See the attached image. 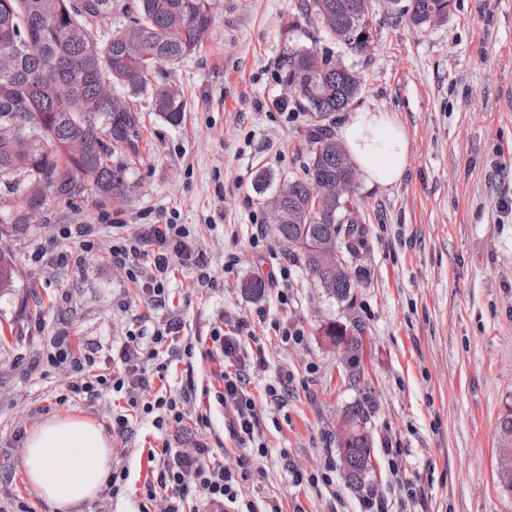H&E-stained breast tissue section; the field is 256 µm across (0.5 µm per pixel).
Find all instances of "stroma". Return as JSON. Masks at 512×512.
Segmentation results:
<instances>
[{"label": "stroma", "mask_w": 512, "mask_h": 512, "mask_svg": "<svg viewBox=\"0 0 512 512\" xmlns=\"http://www.w3.org/2000/svg\"><path fill=\"white\" fill-rule=\"evenodd\" d=\"M298 0H216L199 52L163 66L160 81L178 85L187 110L173 127L141 101L136 189L124 201L84 194L49 201L33 223L0 240L18 271L0 297V512L15 499L51 512L28 485V434L54 416H74L111 430L121 403L104 394L68 397V367L39 363L50 338L96 353L98 372L126 336H149L168 317L180 338L206 337L249 321V347H263L264 370L248 390L263 416L269 449L264 475L248 495L282 512H363L366 495L389 512H512V489L497 478V428L512 408V0H453L445 22L416 28L399 7L373 0L377 37L362 56L331 40L316 17H296ZM302 48L331 50L357 75L355 107L390 113L409 141L399 183L353 197L368 229L365 271L353 304L329 298L303 278L272 232L274 185L257 190L258 171L277 180L307 161L317 130L337 133L344 112L323 121L289 111L281 66ZM94 228L89 240L68 235ZM144 224H184L206 265L174 260L165 303L156 307L142 279L112 260L119 238ZM67 262H58L59 254ZM269 279L264 294L241 285ZM336 321L359 337L349 357L329 342ZM301 343L284 342V329ZM215 363L200 354L172 362L165 384L194 381L202 394L183 429L160 432L149 421L112 438V465L130 472L117 500L97 495L73 512H133L150 475L148 451L203 441L227 467L242 449L229 436L230 408L204 396ZM293 381L285 406L267 400L278 376ZM369 399L374 468L366 491L341 473L333 485L295 484L292 470L318 474L339 461L336 421ZM210 423H195L197 412Z\"/></svg>", "instance_id": "1"}]
</instances>
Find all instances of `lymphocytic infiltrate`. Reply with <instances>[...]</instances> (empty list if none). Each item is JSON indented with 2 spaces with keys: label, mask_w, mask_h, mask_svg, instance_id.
Masks as SVG:
<instances>
[{
  "label": "lymphocytic infiltrate",
  "mask_w": 512,
  "mask_h": 512,
  "mask_svg": "<svg viewBox=\"0 0 512 512\" xmlns=\"http://www.w3.org/2000/svg\"><path fill=\"white\" fill-rule=\"evenodd\" d=\"M189 230L183 224H145L136 239L118 241L112 248V259L122 265L137 266L141 259H149L153 271L146 290L151 302L165 301L164 283L171 271L174 256L187 252ZM181 329L177 319H169L163 328L150 338L126 337L118 351L116 369L109 374L93 373L94 357L86 350H74L65 342H51L46 354L48 363L69 367L72 379L67 386L71 396L94 399L111 393L125 399L127 406L112 416V432L123 438L131 430L134 417H151L156 429L183 423L185 406L195 401L194 385H186L178 395L154 388V380L144 367L145 361L157 359L161 348L175 339ZM251 331L247 322H239L235 331H213L206 349L209 357L223 365L218 375L222 385L219 399L231 404L233 415L229 420L230 436L239 444L251 446V454L239 457L235 469L225 468L206 443H196L188 452L169 448H153L148 452L150 476L141 489L138 512H151L157 498H164V512H186L190 502L208 506L221 502L232 512H262L259 501L245 499L243 491L258 482L262 470L258 459L267 457L265 444L255 441L262 422V414L246 388L248 370L264 368V350L245 354L242 343Z\"/></svg>",
  "instance_id": "obj_1"
}]
</instances>
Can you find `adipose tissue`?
I'll return each mask as SVG.
<instances>
[{
  "mask_svg": "<svg viewBox=\"0 0 512 512\" xmlns=\"http://www.w3.org/2000/svg\"><path fill=\"white\" fill-rule=\"evenodd\" d=\"M338 135L366 188H385L400 181L409 143L389 113L369 108L354 112ZM111 463L112 450L103 428L75 417L53 418L39 425L27 438L23 458L28 484L53 512H70L94 498Z\"/></svg>",
  "mask_w": 512,
  "mask_h": 512,
  "instance_id": "adipose-tissue-1",
  "label": "adipose tissue"
}]
</instances>
